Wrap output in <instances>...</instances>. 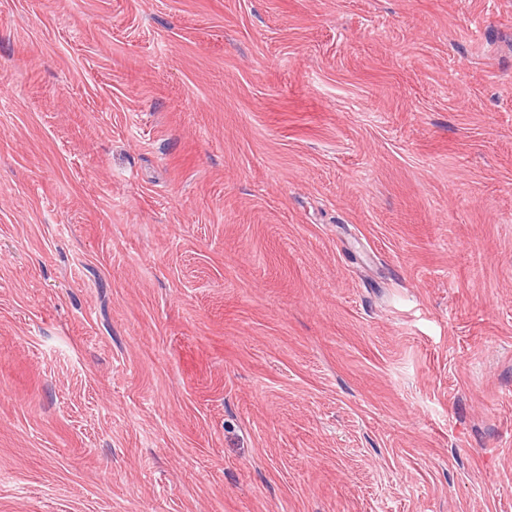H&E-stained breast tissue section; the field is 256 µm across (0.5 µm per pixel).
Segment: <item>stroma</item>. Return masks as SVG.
I'll return each mask as SVG.
<instances>
[{
  "mask_svg": "<svg viewBox=\"0 0 512 512\" xmlns=\"http://www.w3.org/2000/svg\"><path fill=\"white\" fill-rule=\"evenodd\" d=\"M0 512H512V0H0Z\"/></svg>",
  "mask_w": 512,
  "mask_h": 512,
  "instance_id": "35a3bbf8",
  "label": "stroma"
}]
</instances>
